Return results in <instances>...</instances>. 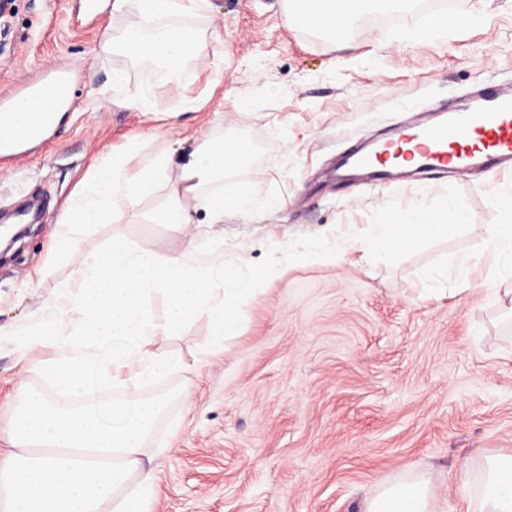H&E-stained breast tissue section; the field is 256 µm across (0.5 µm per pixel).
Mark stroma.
<instances>
[{"label": "stroma", "mask_w": 512, "mask_h": 512, "mask_svg": "<svg viewBox=\"0 0 512 512\" xmlns=\"http://www.w3.org/2000/svg\"><path fill=\"white\" fill-rule=\"evenodd\" d=\"M113 2L99 0L91 21L79 0H13L0 14V92L55 66L75 73V105L50 140L0 160V209L35 194L50 200L0 247V324L24 325L74 277L51 243L99 154L138 139L181 158L207 135L247 137L254 162L226 182L288 205L247 221L226 213L195 257L206 268L219 251L239 278L268 274L219 353L201 349L212 334L204 318L150 339L157 356L183 360L150 389L169 398L144 449L160 487L151 512H362L383 486L426 473L431 512H472L485 457L512 455V294L453 261L481 252L512 172L459 170L409 187L329 173L347 149L413 113L488 78L512 84V0H455L468 27L416 46L425 13L407 2L382 8L336 49L322 32L286 26L283 0H208L187 20L207 44L181 76L201 101L192 112L179 111L165 88L149 112L94 109L113 71H125L132 90L144 80L121 51L99 48L127 23ZM165 196L157 189L119 223L90 226L78 251L98 257L116 241L143 253L181 250L186 231L150 219ZM451 200L467 220L448 239L409 245L387 263L359 251L401 211ZM442 267L473 290L439 291L426 274ZM23 381L47 386L1 350L0 461L15 451L8 429ZM165 441L170 449L159 452Z\"/></svg>", "instance_id": "stroma-1"}]
</instances>
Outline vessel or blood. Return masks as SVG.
<instances>
[{"instance_id":"1","label":"vessel or blood","mask_w":512,"mask_h":512,"mask_svg":"<svg viewBox=\"0 0 512 512\" xmlns=\"http://www.w3.org/2000/svg\"><path fill=\"white\" fill-rule=\"evenodd\" d=\"M68 79L47 75L40 84H24L0 94V110L10 111L19 99H41L43 123L30 135L42 140L55 112L70 103ZM349 171H364L378 182L405 179L407 174H444L460 169L496 172L512 168V85L488 81L454 105L416 113L384 134L349 152Z\"/></svg>"}]
</instances>
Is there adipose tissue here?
Returning a JSON list of instances; mask_svg holds the SVG:
<instances>
[{
    "label": "adipose tissue",
    "mask_w": 512,
    "mask_h": 512,
    "mask_svg": "<svg viewBox=\"0 0 512 512\" xmlns=\"http://www.w3.org/2000/svg\"><path fill=\"white\" fill-rule=\"evenodd\" d=\"M202 0H115L128 20L119 43L104 39V48H119L134 61L152 63L151 78L133 94H124V72L112 75V94L104 107L149 111L155 91L167 87L184 110L197 108L186 94L180 75L193 51L203 49L195 29L185 19ZM376 0H285L287 24L328 29L336 13L358 18L371 12ZM164 21L162 35L149 36L141 23ZM254 156L249 139L227 142L204 137L181 165L171 156L133 145L99 155L87 182L59 217L53 246L70 252L79 268L76 281L62 288L48 309H36L21 328L0 326V347H9L29 371L48 381L43 393L28 383L18 387L19 405L11 433L16 451L0 464V512H149L159 485L142 460L165 412L162 399L141 397L140 391L159 374L179 371L182 361L171 356L156 360L146 346L148 337L178 328L190 318L208 319L213 336L208 348L231 335L248 300L243 288H207L192 263L198 252L195 238L183 250L167 254L138 253L120 244L101 258L72 250L71 234L87 224L118 222L124 210L166 184L165 202L154 212L159 224L185 227L195 212L208 224H220L228 211L248 218L265 207L285 208L286 198L271 201L247 193L226 197L224 176L248 168ZM502 222L495 226L481 253L460 254L458 266H486V280L496 283L498 262L512 253V196L499 198ZM466 220L463 208L449 202L436 213L417 205L396 223L383 225L360 242L365 257L389 260L388 237L411 243L423 236H445ZM150 292L164 294L168 315L154 321L146 306ZM50 347L52 359L38 358ZM126 392L123 401L103 404V383ZM432 481L423 476L382 489L369 499L364 512H430ZM476 512H512V456L490 462L478 486Z\"/></svg>",
    "instance_id": "obj_1"
}]
</instances>
